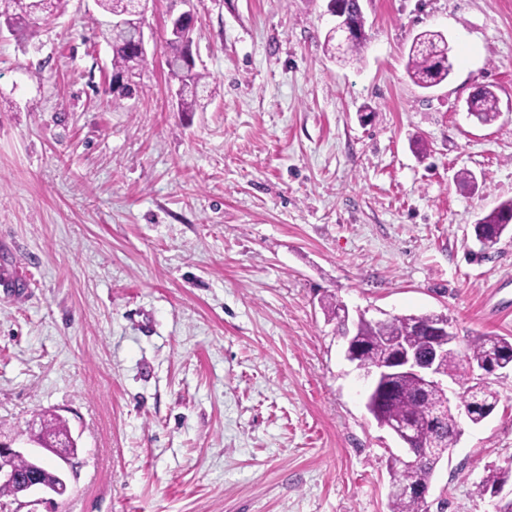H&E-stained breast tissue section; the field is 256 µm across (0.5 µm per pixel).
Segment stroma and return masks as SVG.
<instances>
[{"mask_svg": "<svg viewBox=\"0 0 512 512\" xmlns=\"http://www.w3.org/2000/svg\"><path fill=\"white\" fill-rule=\"evenodd\" d=\"M327 5L150 0L130 97L97 0L0 33V439L47 458L29 428L59 418L77 446L63 496L4 512H387L405 451L322 301L446 314L461 350L512 336V234L483 255L473 232L512 199V0H361L353 61ZM188 8L193 112L164 53ZM425 30L453 57L429 90L406 72ZM490 382L431 481L445 512H493L476 486L512 466V371ZM345 1L350 6L351 18H352V21L354 22V24L356 25V27L359 30V37L357 38V40L352 41V42H350L348 44H345L337 52L338 53H342L343 55L351 54L353 56L354 54L360 53V51L364 47V44H365V41H366V36L364 34L365 18L363 16L362 12L359 11V9L360 10L362 9L360 1H359V3L357 1L359 9H358V7L356 5V0H345ZM468 111L480 123H489L499 114V100L490 86H479L467 101Z\"/></svg>", "mask_w": 512, "mask_h": 512, "instance_id": "35a3bbf8", "label": "stroma"}]
</instances>
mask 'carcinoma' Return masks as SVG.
Returning <instances> with one entry per match:
<instances>
[{
  "instance_id": "carcinoma-1",
  "label": "carcinoma",
  "mask_w": 512,
  "mask_h": 512,
  "mask_svg": "<svg viewBox=\"0 0 512 512\" xmlns=\"http://www.w3.org/2000/svg\"><path fill=\"white\" fill-rule=\"evenodd\" d=\"M351 9V18L359 30L357 40L336 49V41L327 38V50L331 55L357 54L364 47L365 18L359 11L356 0H346ZM103 12L109 15H129L133 0H99ZM36 19V12L27 0H0V20L12 28L16 34H23ZM106 39L112 47V69L116 72L136 75L145 63V55L132 48V35L128 27H111L106 31ZM185 33L181 30L171 31V38L165 41L164 52L171 74L179 82L178 97L181 111L192 112L200 104L206 89L205 75L195 69L182 65L183 43ZM451 49L439 31H425L417 35L410 49L407 72L412 81L421 88L439 85L450 74L453 63L450 61ZM468 111L481 123L493 121L499 114V100L491 87L480 86L467 101ZM506 232L512 233V200L498 205L489 213L479 218L474 224L477 237L489 239L497 244ZM448 320L443 314H409L391 315L381 328L373 320L365 317L359 319L358 336L363 346L361 362L373 365L380 359V352L374 345L375 337L388 330L396 336H403L416 346H421L426 339L427 329L437 320ZM494 364L498 369H512V337L480 334L471 341L464 353L448 352L443 359V372L449 378H456L463 385V392L468 398L475 399L489 409H495L499 403L498 393L489 383L478 381L469 383L468 369L476 365L480 368ZM392 390L388 396L379 398L373 395L367 398L366 407L379 426H384L391 419H403L423 431V437L417 441L421 448L432 442L448 448L455 446L459 433L455 412H440L441 395L436 391H427L419 380L409 376H397L390 380ZM60 436H68V429L61 424H50L34 435V441L40 445H49ZM14 469L22 476V481L12 485L0 486V497H18L27 485L29 475L37 474L39 481L47 486L61 484V475L51 465L23 455L12 461ZM435 471L434 462L408 464L399 458L393 460L390 467V482L402 491L388 495V512H427L426 502L407 493L412 487L430 483ZM512 480V469L489 468L478 483V491L485 495L495 488Z\"/></svg>"
}]
</instances>
